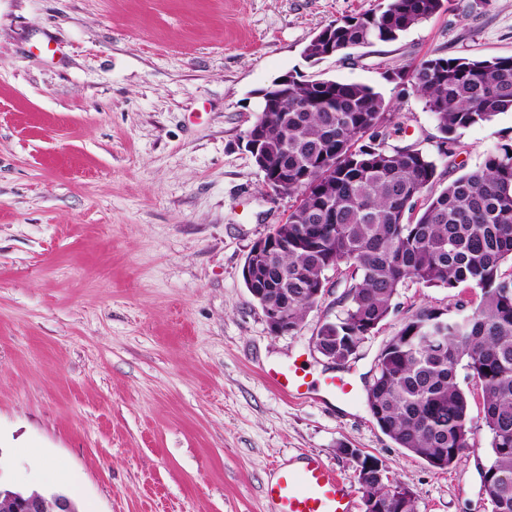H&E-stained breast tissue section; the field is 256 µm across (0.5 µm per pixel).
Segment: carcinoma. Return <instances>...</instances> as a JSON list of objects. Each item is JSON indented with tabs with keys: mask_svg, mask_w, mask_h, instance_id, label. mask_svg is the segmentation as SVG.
<instances>
[{
	"mask_svg": "<svg viewBox=\"0 0 512 512\" xmlns=\"http://www.w3.org/2000/svg\"><path fill=\"white\" fill-rule=\"evenodd\" d=\"M453 0H377L359 16L324 26L303 50L314 63L352 47L394 41L415 25L452 9ZM407 85L432 114L439 153L454 166L459 130L512 112V57L452 58L435 51L383 75ZM304 112L263 114L264 176L288 164L294 204L278 234L288 248L247 256L246 287L278 308L293 333L318 303L317 289L336 271L347 291L342 314L317 330L320 353L338 362L356 355L365 337L395 310L399 289L413 282L480 292L455 313L420 306L404 318L377 357L367 404L400 448L450 466L470 447L469 402L456 381L460 366L482 393L490 457L481 475L492 512H512V144L482 166L448 182L437 161L412 145L387 142L392 106L372 87L303 79L288 83V102ZM360 462L371 512H417L412 489L385 468Z\"/></svg>",
	"mask_w": 512,
	"mask_h": 512,
	"instance_id": "carcinoma-1",
	"label": "carcinoma"
}]
</instances>
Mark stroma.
<instances>
[{"label":"stroma","instance_id":"obj_1","mask_svg":"<svg viewBox=\"0 0 512 512\" xmlns=\"http://www.w3.org/2000/svg\"><path fill=\"white\" fill-rule=\"evenodd\" d=\"M375 0H0V487L55 490L80 512H270L274 470L318 456L355 490L356 448L413 490L418 512H492L481 389L458 369L471 446L447 469L398 448L366 388L420 305L478 303L467 285L408 284L353 358L311 343L343 309L329 291L293 335L273 334L245 286L252 246L292 198L268 196L247 152L259 89L298 73L369 85L394 107V145L437 155L416 94L385 82L439 50L512 56V0H463L398 40L312 63L331 21ZM512 141V112L464 130L454 175ZM300 360L309 397L267 369ZM341 375L352 401L323 390Z\"/></svg>","mask_w":512,"mask_h":512}]
</instances>
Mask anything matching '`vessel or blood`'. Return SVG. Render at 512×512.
Masks as SVG:
<instances>
[{"label": "vessel or blood", "instance_id": "obj_1", "mask_svg": "<svg viewBox=\"0 0 512 512\" xmlns=\"http://www.w3.org/2000/svg\"><path fill=\"white\" fill-rule=\"evenodd\" d=\"M268 377L280 392L304 398L306 376L302 366L275 370ZM264 495L271 512H352V490L336 470L315 455L305 456L300 466L281 472L265 487Z\"/></svg>", "mask_w": 512, "mask_h": 512}]
</instances>
